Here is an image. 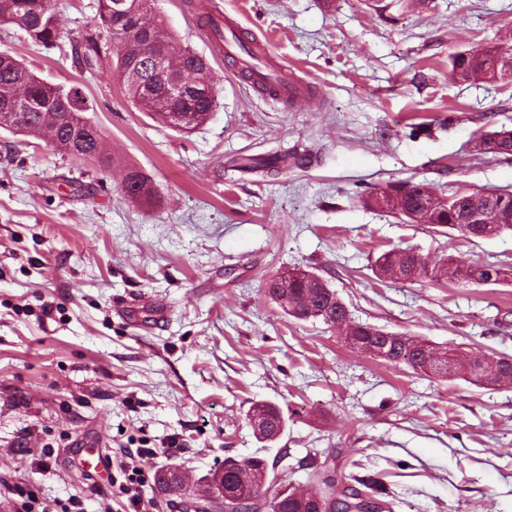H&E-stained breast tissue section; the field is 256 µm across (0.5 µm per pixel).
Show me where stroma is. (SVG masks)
I'll list each match as a JSON object with an SVG mask.
<instances>
[{
    "label": "stroma",
    "instance_id": "obj_1",
    "mask_svg": "<svg viewBox=\"0 0 512 512\" xmlns=\"http://www.w3.org/2000/svg\"><path fill=\"white\" fill-rule=\"evenodd\" d=\"M156 0L195 52L204 13L267 39L310 81L285 108L212 60L218 106L182 135L135 109L119 77L80 66L72 42L105 37L97 0H52L62 38L34 44L0 26V52L49 84L77 85L119 158L102 168L44 139L0 129V512H127L85 451L164 448L200 478L225 457L274 459L304 486L309 450L343 474H381L392 512H512V387L427 376L358 352L336 329L286 316L269 276L310 270L349 317L388 332L512 355V284L384 282L376 258L512 261V234L467 241L364 208L359 198L412 181L436 192L512 191V155L477 154V130L512 129V86L457 82L450 54L512 44V0ZM295 150L278 175L230 161ZM146 173L153 204L127 199L123 164ZM256 402L288 425L264 445Z\"/></svg>",
    "mask_w": 512,
    "mask_h": 512
}]
</instances>
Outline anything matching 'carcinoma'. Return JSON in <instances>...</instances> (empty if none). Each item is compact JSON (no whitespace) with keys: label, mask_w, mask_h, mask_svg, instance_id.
<instances>
[{"label":"carcinoma","mask_w":512,"mask_h":512,"mask_svg":"<svg viewBox=\"0 0 512 512\" xmlns=\"http://www.w3.org/2000/svg\"><path fill=\"white\" fill-rule=\"evenodd\" d=\"M112 2L98 4L99 25L106 30L112 41V58L108 62L109 73H117L123 78L128 98L132 105L158 116L164 124L174 130L192 131L173 124L172 115L190 112L195 126L205 123L217 107L214 95L204 93L187 94L172 98L162 108L148 104L154 93L164 92L173 75L194 72L209 78L210 63L202 55L188 47L178 45L174 33L162 21H151L152 42L144 40L133 32L115 34L112 31ZM7 23L20 27L32 42L46 49H53L61 40L58 25L50 0H0V24ZM80 58L89 68L100 63L107 53L94 35L83 37L79 43ZM164 52L174 57V62L166 73L156 71L152 58ZM505 50L490 46L484 49L456 52L449 55L452 76L459 82H468L474 76H482L487 81L505 78L504 70L496 69L497 62ZM83 97L79 87L49 85L43 82L25 63L7 56L0 60V113L14 111L15 104H27L26 127L28 133L45 136L51 143L61 142L71 147L68 154H81L100 166L108 165L111 159L102 153L103 132L86 116L89 106L75 110L72 97ZM474 149L481 155L503 154L512 149V129L504 127L488 130L474 139ZM286 156L275 154L264 160L249 161L238 166L240 171L263 170L271 175L278 171L279 163ZM405 186L404 201L409 208H419L424 203L422 191L427 186L410 181H397L361 198L364 207L372 210L399 213L387 201L389 190ZM123 194L134 202L151 203L156 192L150 178L134 166L126 168ZM489 209L497 214V224H464V214L474 207ZM432 228L441 232L448 228L459 236L472 239H487L512 233V192L486 190L472 197L456 199L454 191H448V210L429 220ZM427 261L411 248L391 249L383 252L376 260L375 275L392 281H414L426 277L432 281L442 278L458 282L464 286H480L488 278L495 276L499 281L512 282V262L501 259L483 260L471 269H461L456 260L446 256L434 262L430 268ZM266 295L277 304L281 311L298 321L319 320L329 327L347 322L346 307L336 298V291L318 274L311 272L303 277L291 273L275 274L267 282ZM361 343L368 350L380 354V360L394 366L404 365L416 373L433 375L447 380L449 376L427 367L426 361L437 363L448 356V348L436 345L426 338L410 336L406 333H388L366 323L353 324L346 335ZM485 387L512 386V358L501 355L484 361L483 380ZM258 418L259 424L253 428L257 438L265 443L276 442L287 427V420L281 408L272 402H257L248 411V420ZM267 459L250 456L235 458L227 456L224 464L210 472L203 483V496L197 501L194 512H336V487L365 497L382 501L389 496L386 484L376 475L362 477L346 476L337 480L334 468L326 463L308 464L307 488L299 489L278 482L270 476ZM188 474L176 467L168 468L157 478L158 488L164 492L179 490L187 485ZM355 484H350V481Z\"/></svg>","instance_id":"cac0c4a2"}]
</instances>
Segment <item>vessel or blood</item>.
Here are the masks:
<instances>
[{
  "mask_svg": "<svg viewBox=\"0 0 512 512\" xmlns=\"http://www.w3.org/2000/svg\"><path fill=\"white\" fill-rule=\"evenodd\" d=\"M212 48L217 56L237 62L239 68L249 74L254 89L273 94L285 107H292L313 93L311 82L286 72L262 43H251L249 50L245 51L237 39L228 38L224 42L213 43Z\"/></svg>",
  "mask_w": 512,
  "mask_h": 512,
  "instance_id": "obj_1",
  "label": "vessel or blood"
}]
</instances>
